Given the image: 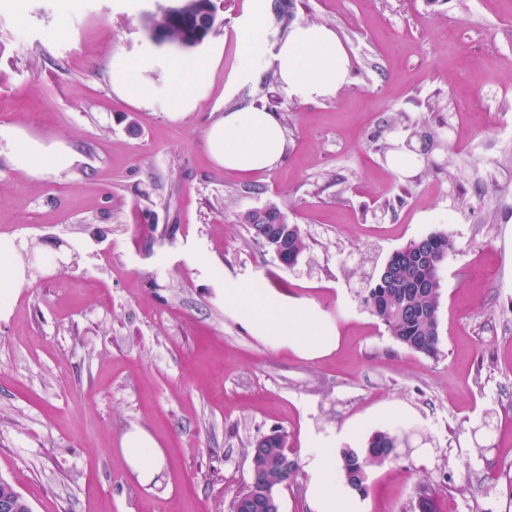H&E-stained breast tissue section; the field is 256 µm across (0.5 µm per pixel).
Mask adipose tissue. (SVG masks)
Wrapping results in <instances>:
<instances>
[{"label": "adipose tissue", "instance_id": "obj_1", "mask_svg": "<svg viewBox=\"0 0 512 512\" xmlns=\"http://www.w3.org/2000/svg\"><path fill=\"white\" fill-rule=\"evenodd\" d=\"M273 61L289 97L314 100L335 95L348 84L349 58L335 32L325 26L294 25L275 45ZM211 159L230 172L270 171L282 161L286 137L278 114L255 107L239 108L218 117L205 132ZM75 161L65 146L24 143L16 156L19 168L37 174L61 171ZM230 305L254 334L288 345L307 358L320 357L336 347L316 320L312 308L287 305L264 289L231 284L224 290ZM123 453L144 482L160 470L161 452L144 431L126 434ZM308 501L312 512H358V502L336 469V450L330 439L313 441L304 451Z\"/></svg>", "mask_w": 512, "mask_h": 512}]
</instances>
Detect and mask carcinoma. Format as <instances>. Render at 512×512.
<instances>
[{"mask_svg": "<svg viewBox=\"0 0 512 512\" xmlns=\"http://www.w3.org/2000/svg\"><path fill=\"white\" fill-rule=\"evenodd\" d=\"M175 22L157 21L168 39L188 50L202 45L213 28L210 20L211 0H177ZM250 238L260 242L265 225L281 223V211L273 208L262 218L259 211L248 210L240 216ZM309 244L300 228L288 232V252L280 258L285 265L296 263ZM454 249L451 237L434 232L395 252L399 260L381 269L370 287L364 289L363 303L385 326L389 335L402 346L428 356L438 353L440 338L439 298L440 269ZM251 458V479L229 504V512H268L265 492L286 485L296 465L285 460L288 455L280 435L266 439L259 446L246 449ZM398 457L397 438L388 433L374 434L365 448H345L341 452V470L346 484L360 494L367 490V470ZM14 503V512H32L11 479L0 475V498Z\"/></svg>", "mask_w": 512, "mask_h": 512, "instance_id": "cac0c4a2", "label": "carcinoma"}]
</instances>
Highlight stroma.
Here are the masks:
<instances>
[{"label": "stroma", "instance_id": "1", "mask_svg": "<svg viewBox=\"0 0 512 512\" xmlns=\"http://www.w3.org/2000/svg\"><path fill=\"white\" fill-rule=\"evenodd\" d=\"M237 2L181 51L150 38L158 0H0V236L63 260L0 315V475L32 512H225L258 438L284 434L298 462L316 437L360 448L392 404L410 417L388 432L409 444L369 469L363 512H418L423 484L441 512H512V0H293L295 22L332 28L349 55L350 84L316 100L265 83L288 33L271 12L239 83ZM118 58L147 102L113 89ZM198 58L171 118L176 64ZM243 106L281 118L272 171L228 172L206 151L207 127ZM430 114L440 145L402 174L386 147ZM28 139L76 161L29 174L15 162ZM267 205L309 240L295 265L239 222ZM433 232L455 249L427 356L357 293ZM231 283L312 307L336 348L309 359L253 335L224 303ZM134 430L162 453L147 484L122 452Z\"/></svg>", "mask_w": 512, "mask_h": 512}]
</instances>
